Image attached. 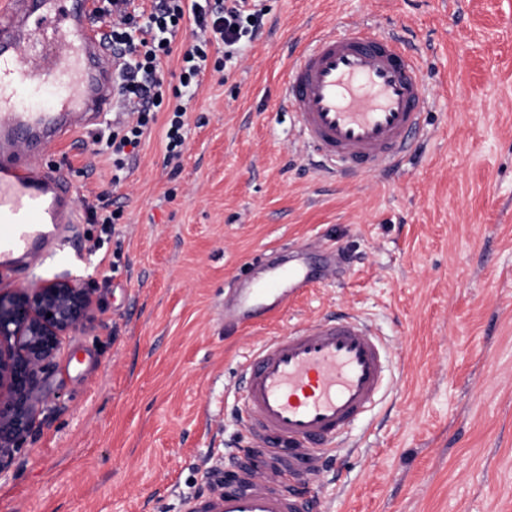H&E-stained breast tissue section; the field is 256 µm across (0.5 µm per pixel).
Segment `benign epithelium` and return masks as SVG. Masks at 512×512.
I'll list each match as a JSON object with an SVG mask.
<instances>
[{"instance_id":"obj_1","label":"benign epithelium","mask_w":512,"mask_h":512,"mask_svg":"<svg viewBox=\"0 0 512 512\" xmlns=\"http://www.w3.org/2000/svg\"><path fill=\"white\" fill-rule=\"evenodd\" d=\"M94 294L77 277L0 292V475L32 431L41 378L62 338L94 320Z\"/></svg>"}]
</instances>
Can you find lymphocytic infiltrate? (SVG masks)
Listing matches in <instances>:
<instances>
[{"mask_svg": "<svg viewBox=\"0 0 512 512\" xmlns=\"http://www.w3.org/2000/svg\"><path fill=\"white\" fill-rule=\"evenodd\" d=\"M129 0H104L100 15L108 21V39L123 66L118 75V113L105 148L112 155V185L120 187L136 158L142 138L161 111L169 112L166 161L180 160L188 105L207 66L222 70L237 62L244 40L257 38L268 13L261 0H152L148 15L129 11ZM193 18L194 42L182 55L178 86L165 87L162 64L185 16ZM224 56L209 61L212 43Z\"/></svg>", "mask_w": 512, "mask_h": 512, "instance_id": "lymphocytic-infiltrate-1", "label": "lymphocytic infiltrate"}]
</instances>
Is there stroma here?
I'll return each mask as SVG.
<instances>
[{"label": "stroma", "instance_id": "1", "mask_svg": "<svg viewBox=\"0 0 512 512\" xmlns=\"http://www.w3.org/2000/svg\"><path fill=\"white\" fill-rule=\"evenodd\" d=\"M264 3L238 63L201 76L179 166L164 112L121 188L93 133L48 154L79 210L105 195L123 217L71 227L67 259L0 269V288L96 290L94 322L43 375L0 512H187L250 441L235 399L249 352L331 312L376 329L389 384L310 481L309 512H512V0ZM354 23L405 35L430 107L398 172L338 181L311 166L278 85L294 47ZM300 248L349 265L271 320L225 323L253 261Z\"/></svg>", "mask_w": 512, "mask_h": 512}]
</instances>
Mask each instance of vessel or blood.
<instances>
[{
    "instance_id": "b4317fda",
    "label": "vessel or blood",
    "mask_w": 512,
    "mask_h": 512,
    "mask_svg": "<svg viewBox=\"0 0 512 512\" xmlns=\"http://www.w3.org/2000/svg\"><path fill=\"white\" fill-rule=\"evenodd\" d=\"M97 0H0V268L38 266L68 244L75 193L39 158L64 133L104 118L117 99L118 61L93 27ZM59 93L33 101L46 85ZM282 100L299 139L331 177L399 168L417 148L427 90L417 57L394 33L324 29L292 55ZM300 266L277 268L225 315L254 324L313 286ZM239 417L253 467H236L189 512H304L289 478L316 477L337 442L375 405L386 345L353 316H325L272 337L246 358Z\"/></svg>"
}]
</instances>
